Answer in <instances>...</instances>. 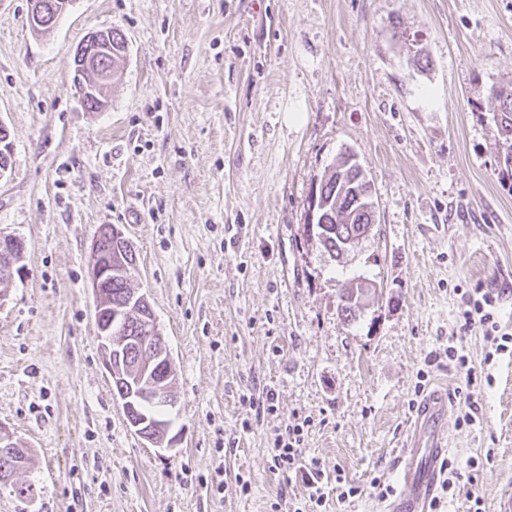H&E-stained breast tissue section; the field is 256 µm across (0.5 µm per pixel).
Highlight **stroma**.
<instances>
[{
    "label": "stroma",
    "mask_w": 512,
    "mask_h": 512,
    "mask_svg": "<svg viewBox=\"0 0 512 512\" xmlns=\"http://www.w3.org/2000/svg\"><path fill=\"white\" fill-rule=\"evenodd\" d=\"M30 8L0 0V230L25 243L0 299V424L30 451L14 480L34 493L0 490V512H294L305 489L269 450L300 421L322 512H379L436 384L462 473L437 510L476 494L495 512L512 489V348L493 353L461 313L492 293L512 334V181L489 95L512 80V0H71L46 33ZM109 29L128 49L90 112L74 54ZM349 150L378 213L339 260L305 218ZM104 224L132 242L172 355L169 448L130 429L102 364L89 253ZM365 278L378 294L344 321L340 295ZM452 343L490 383L468 387Z\"/></svg>",
    "instance_id": "35a3bbf8"
}]
</instances>
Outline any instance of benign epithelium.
<instances>
[{"instance_id":"1","label":"benign epithelium","mask_w":512,"mask_h":512,"mask_svg":"<svg viewBox=\"0 0 512 512\" xmlns=\"http://www.w3.org/2000/svg\"><path fill=\"white\" fill-rule=\"evenodd\" d=\"M69 0H31L30 18L35 29L51 27L57 21L60 10L67 8ZM112 56V31L90 33L75 51L77 68L97 73L96 86L101 93L112 89L115 74L109 67ZM359 210L365 212L370 224L360 228L359 235L343 241L341 254H347L360 240L368 237L373 229L376 218L374 200L361 197L358 199ZM131 242L119 227L112 224L103 225L93 239L89 255L91 269L90 286L95 296L96 319L99 321L98 336L101 340L100 351L103 364L114 380L126 382L134 392L121 400L129 427L139 437L151 445L162 448L172 446L173 440L168 438L169 424L150 421L142 413L140 405L144 402L169 399L173 396L174 374L168 345L159 331H154L150 346L142 349L136 359H130L127 348L139 341L137 336H120L112 334V327L125 322L142 308H151L146 294L132 288L120 303L112 302V296L106 291V284L112 281V272L127 269L130 260ZM23 240L13 234L0 231V270L6 272L13 269L24 253ZM167 364L164 377L156 378L159 366ZM0 447L11 449L15 459L13 472L24 469L27 452L25 447L15 438L13 432L0 426Z\"/></svg>"}]
</instances>
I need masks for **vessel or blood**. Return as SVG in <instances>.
Segmentation results:
<instances>
[{"instance_id":"obj_1","label":"vessel or blood","mask_w":512,"mask_h":512,"mask_svg":"<svg viewBox=\"0 0 512 512\" xmlns=\"http://www.w3.org/2000/svg\"><path fill=\"white\" fill-rule=\"evenodd\" d=\"M447 414L446 392L435 389L422 397L396 459L404 491L393 497L384 512H432L449 453Z\"/></svg>"}]
</instances>
